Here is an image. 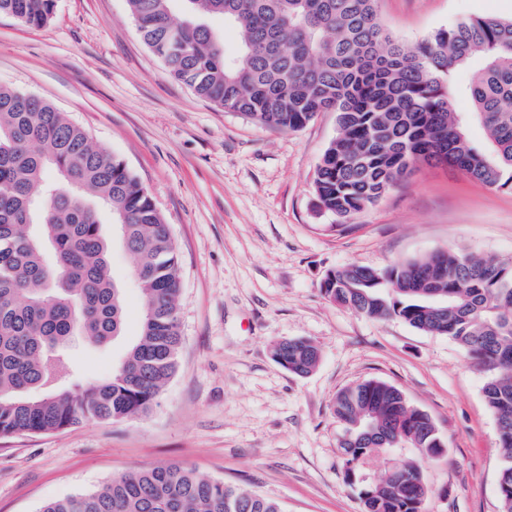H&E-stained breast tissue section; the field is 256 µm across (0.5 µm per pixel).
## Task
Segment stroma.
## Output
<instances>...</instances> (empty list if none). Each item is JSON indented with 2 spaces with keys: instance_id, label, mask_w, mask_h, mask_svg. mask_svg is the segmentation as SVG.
<instances>
[{
  "instance_id": "obj_1",
  "label": "stroma",
  "mask_w": 512,
  "mask_h": 512,
  "mask_svg": "<svg viewBox=\"0 0 512 512\" xmlns=\"http://www.w3.org/2000/svg\"><path fill=\"white\" fill-rule=\"evenodd\" d=\"M379 14L415 45L460 18L511 17L512 0H379ZM0 84L51 102L127 164L170 226L182 285L178 367L152 411L0 437V512H40L169 463L285 512H361L359 485L421 458L387 448L348 480L332 400L370 378L397 387L444 442L423 466V512H500L488 371L448 337L329 301L321 283L348 263L381 269L448 249L512 261V190L421 163L374 206L331 214L314 180L335 113L283 131L199 98L144 43L127 0H57L38 28L0 16ZM111 265L125 288V331L103 347L76 342L81 382L110 376L138 334L141 296L121 241ZM292 338L320 350L309 375L272 357Z\"/></svg>"
}]
</instances>
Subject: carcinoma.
<instances>
[{
    "label": "carcinoma",
    "instance_id": "1",
    "mask_svg": "<svg viewBox=\"0 0 512 512\" xmlns=\"http://www.w3.org/2000/svg\"><path fill=\"white\" fill-rule=\"evenodd\" d=\"M378 0H128L145 44L171 76L228 112L281 130L336 113L337 136L317 167L324 210L348 218L377 202L415 163L436 161L512 190V18L458 20L407 46L383 27ZM56 0H0V15L41 27ZM238 35L234 53L212 26ZM470 71L461 84L456 75ZM468 99L471 111L455 110ZM480 124L478 147L467 127ZM121 227L141 292L139 334L112 376L72 380L70 344L104 346L123 335L126 305L109 265L99 207ZM330 301L446 336L491 372L483 387L499 435L500 512H512V262L442 251L378 270L346 264L321 284ZM178 255L170 227L122 159L52 104L0 86V436L148 414L175 373L182 343ZM274 360L307 375L318 347L273 346ZM340 447L350 478L383 448L408 445L428 459L443 440L429 416L376 379L336 393ZM409 463L359 490L362 512H422ZM41 512H284L280 503L177 464L141 468Z\"/></svg>",
    "mask_w": 512,
    "mask_h": 512
}]
</instances>
